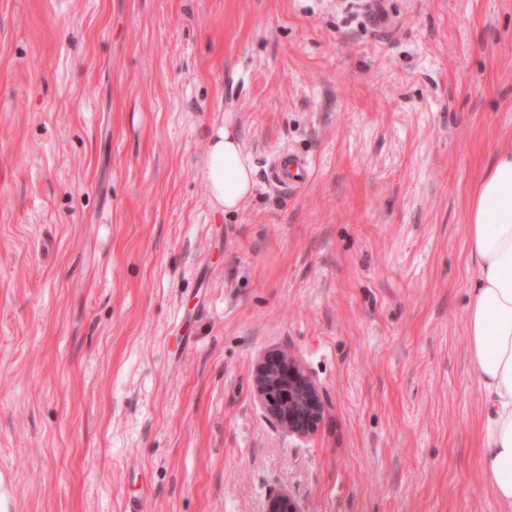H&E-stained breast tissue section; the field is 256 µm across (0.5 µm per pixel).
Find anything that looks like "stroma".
I'll return each instance as SVG.
<instances>
[{"label":"stroma","instance_id":"1","mask_svg":"<svg viewBox=\"0 0 512 512\" xmlns=\"http://www.w3.org/2000/svg\"><path fill=\"white\" fill-rule=\"evenodd\" d=\"M55 3L0 0L11 512H500L466 216L512 143V0ZM228 113L255 189L227 215ZM281 348L327 403L306 438L253 395ZM204 175L210 202L224 212L238 209L253 192L252 167L235 135L231 117L212 131ZM309 169L306 157L284 147L268 161L267 182L276 190L288 192L306 179Z\"/></svg>","mask_w":512,"mask_h":512}]
</instances>
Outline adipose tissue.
Masks as SVG:
<instances>
[{"mask_svg":"<svg viewBox=\"0 0 512 512\" xmlns=\"http://www.w3.org/2000/svg\"><path fill=\"white\" fill-rule=\"evenodd\" d=\"M204 175L210 202L226 212L238 209L253 191L252 167L232 118L211 134ZM466 247L477 264L465 324L485 396L480 470L503 512H512V146L499 149L471 192Z\"/></svg>","mask_w":512,"mask_h":512,"instance_id":"obj_1","label":"adipose tissue"}]
</instances>
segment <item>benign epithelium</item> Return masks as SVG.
<instances>
[{"label": "benign epithelium", "instance_id": "benign-epithelium-1", "mask_svg": "<svg viewBox=\"0 0 512 512\" xmlns=\"http://www.w3.org/2000/svg\"><path fill=\"white\" fill-rule=\"evenodd\" d=\"M257 404L282 431L301 438L319 428L326 407L319 389L294 355L287 350L260 357L253 369ZM267 512H300L291 493L281 490L270 496Z\"/></svg>", "mask_w": 512, "mask_h": 512}]
</instances>
